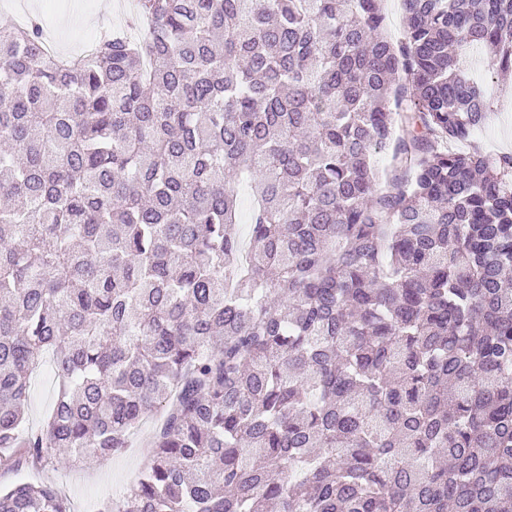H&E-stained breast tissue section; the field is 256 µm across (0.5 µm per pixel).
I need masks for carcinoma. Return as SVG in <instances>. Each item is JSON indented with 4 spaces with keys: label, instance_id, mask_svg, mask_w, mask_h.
<instances>
[{
    "label": "carcinoma",
    "instance_id": "obj_1",
    "mask_svg": "<svg viewBox=\"0 0 512 512\" xmlns=\"http://www.w3.org/2000/svg\"><path fill=\"white\" fill-rule=\"evenodd\" d=\"M380 2L138 0L144 38L72 61L0 29V470L156 415L99 512H512V152L445 148L492 112L473 50L512 71V0H402L398 43ZM46 360V361H45ZM45 363L30 380V406L27 426L38 428L50 414L55 395V380L53 376L50 356L44 359Z\"/></svg>",
    "mask_w": 512,
    "mask_h": 512
}]
</instances>
